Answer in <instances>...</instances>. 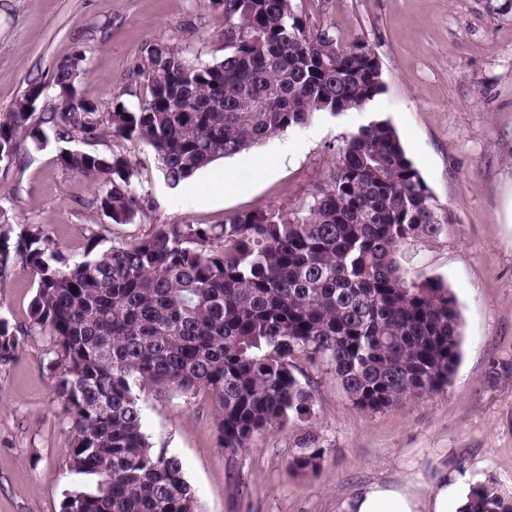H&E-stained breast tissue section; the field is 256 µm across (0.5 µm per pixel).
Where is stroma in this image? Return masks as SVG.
I'll return each mask as SVG.
<instances>
[{
    "instance_id": "1",
    "label": "stroma",
    "mask_w": 512,
    "mask_h": 512,
    "mask_svg": "<svg viewBox=\"0 0 512 512\" xmlns=\"http://www.w3.org/2000/svg\"><path fill=\"white\" fill-rule=\"evenodd\" d=\"M311 29L365 44L383 73L366 107L316 114L172 186L154 151L127 149L153 200L137 223H109L88 200L92 183L57 164L63 142L22 143L21 164L0 178V223L40 225L71 259L90 243L122 247L158 224H220L255 207H296L333 167L345 137L375 119L395 128L437 203L447 234L405 251L406 265L446 282L463 318L462 360L448 389L377 412L354 409L331 374L311 371L308 418L257 435L230 456L220 447L206 395L141 393L145 431L177 456L202 512H341L359 487L411 482L430 492L454 474L466 486L491 478L512 493V0H293ZM188 59L224 57V8L216 0H0V112L44 84L46 109L59 62L85 57V86L100 111L137 104L148 48ZM36 284L16 263L0 278V314L26 321ZM49 337L25 339L0 365V512H61L65 491L88 485L70 472L71 434L47 369ZM324 449L316 474L289 476V461Z\"/></svg>"
}]
</instances>
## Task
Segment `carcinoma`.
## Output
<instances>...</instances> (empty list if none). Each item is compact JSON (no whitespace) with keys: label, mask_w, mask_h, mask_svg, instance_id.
I'll return each instance as SVG.
<instances>
[{"label":"carcinoma","mask_w":512,"mask_h":512,"mask_svg":"<svg viewBox=\"0 0 512 512\" xmlns=\"http://www.w3.org/2000/svg\"><path fill=\"white\" fill-rule=\"evenodd\" d=\"M84 72L80 52L56 66L37 127L39 83L0 113L1 175L18 166L26 138L112 137L153 149L176 186L317 112L363 109L383 87L366 45L307 28L292 0H225L219 62L147 51L148 93L133 107L100 111ZM57 163L92 180L90 205L113 224H134L150 207L121 151L66 149ZM448 223L394 127L375 119L343 141L334 169L289 213L158 224L127 246L98 251L93 240L80 260L36 225L12 247L0 224V275L21 261L36 282L26 323L0 316V363L28 336L51 338L53 392L71 429L66 465L95 477L61 512H199L179 458L148 441L143 390L207 395L219 444L234 454L311 415L305 365L333 374L362 412L447 389L461 357L459 305L442 280L408 270L402 251ZM323 459L320 448L296 456L288 474H313ZM459 512H512V495L488 480Z\"/></svg>","instance_id":"obj_1"}]
</instances>
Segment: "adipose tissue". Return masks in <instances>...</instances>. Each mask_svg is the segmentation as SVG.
<instances>
[{
	"label": "adipose tissue",
	"instance_id": "adipose-tissue-1",
	"mask_svg": "<svg viewBox=\"0 0 512 512\" xmlns=\"http://www.w3.org/2000/svg\"><path fill=\"white\" fill-rule=\"evenodd\" d=\"M468 488L452 475H443L425 497L410 484L371 483L358 489L342 505L343 512H448L449 504L464 507Z\"/></svg>",
	"mask_w": 512,
	"mask_h": 512
}]
</instances>
